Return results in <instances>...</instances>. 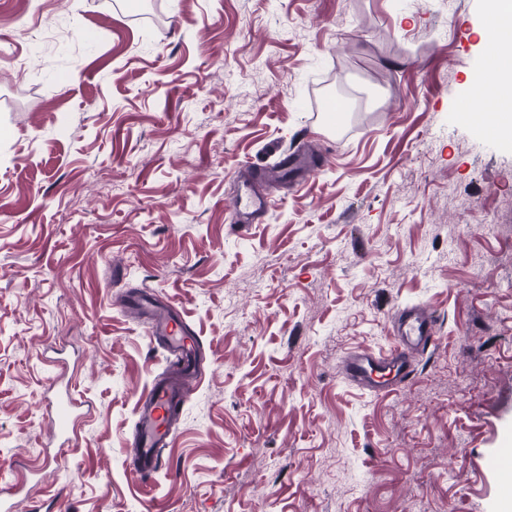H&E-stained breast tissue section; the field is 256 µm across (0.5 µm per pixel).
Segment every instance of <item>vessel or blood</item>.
Returning a JSON list of instances; mask_svg holds the SVG:
<instances>
[{"mask_svg":"<svg viewBox=\"0 0 512 512\" xmlns=\"http://www.w3.org/2000/svg\"><path fill=\"white\" fill-rule=\"evenodd\" d=\"M272 192L258 179L241 180L233 200L237 224L262 221L272 204ZM136 306L151 320L152 336L162 339L176 358L183 381L173 384L159 381L146 388L136 400L135 435L131 441L134 472L146 477L161 469V451L173 442L170 411L174 403L187 395L184 380L198 379L199 341L188 330L176 307L154 293L145 292L135 299ZM437 340L433 319L420 305L396 310L393 319V343L385 350L362 349L349 353L343 362L346 378L373 394L388 393L407 382L414 374V356ZM52 423L62 436L77 435L79 400L72 392L49 399Z\"/></svg>","mask_w":512,"mask_h":512,"instance_id":"obj_1","label":"vessel or blood"}]
</instances>
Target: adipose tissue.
I'll return each mask as SVG.
<instances>
[{"label": "adipose tissue", "instance_id": "1", "mask_svg": "<svg viewBox=\"0 0 512 512\" xmlns=\"http://www.w3.org/2000/svg\"><path fill=\"white\" fill-rule=\"evenodd\" d=\"M490 81L472 87V95L489 105L487 111L472 114L474 124L490 128L502 137H512V58L494 57Z\"/></svg>", "mask_w": 512, "mask_h": 512}]
</instances>
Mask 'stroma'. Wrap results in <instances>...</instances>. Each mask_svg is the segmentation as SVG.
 <instances>
[{
  "instance_id": "stroma-1",
  "label": "stroma",
  "mask_w": 512,
  "mask_h": 512,
  "mask_svg": "<svg viewBox=\"0 0 512 512\" xmlns=\"http://www.w3.org/2000/svg\"><path fill=\"white\" fill-rule=\"evenodd\" d=\"M129 1L0 0V490L19 512H504L512 139L462 117L484 0ZM296 146L318 170L234 227L240 176ZM142 289L203 345L143 479L135 403L168 361L118 306ZM407 304L438 342L371 395L342 361ZM80 405L79 400L69 390L64 395L48 399V407H50L54 428L63 437H67V439L74 438L77 435V410Z\"/></svg>"
}]
</instances>
